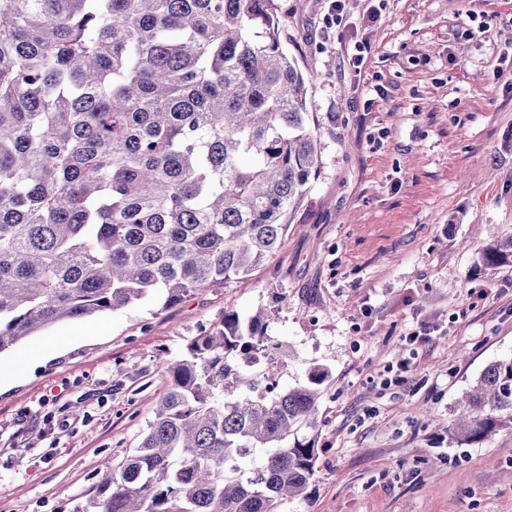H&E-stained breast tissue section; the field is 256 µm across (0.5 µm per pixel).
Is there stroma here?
Masks as SVG:
<instances>
[{
  "label": "stroma",
  "mask_w": 512,
  "mask_h": 512,
  "mask_svg": "<svg viewBox=\"0 0 512 512\" xmlns=\"http://www.w3.org/2000/svg\"><path fill=\"white\" fill-rule=\"evenodd\" d=\"M274 4L321 155L282 248L176 305L62 321L0 354L18 367L0 387V512H70L145 434L159 356L260 307L280 389L329 372L309 512H512V431L479 448L446 432L465 386L512 354V263L484 261L512 235V0H345L334 23L327 0Z\"/></svg>",
  "instance_id": "stroma-1"
}]
</instances>
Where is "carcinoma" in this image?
Wrapping results in <instances>:
<instances>
[{
  "label": "carcinoma",
  "mask_w": 512,
  "mask_h": 512,
  "mask_svg": "<svg viewBox=\"0 0 512 512\" xmlns=\"http://www.w3.org/2000/svg\"><path fill=\"white\" fill-rule=\"evenodd\" d=\"M318 170L273 0H0V354L60 321L248 275ZM485 261L512 263V236ZM264 318L226 313L162 361L138 447L71 512L311 503L328 371L267 397L270 367L249 373ZM451 412L450 448L512 430V354Z\"/></svg>",
  "instance_id": "1"
}]
</instances>
